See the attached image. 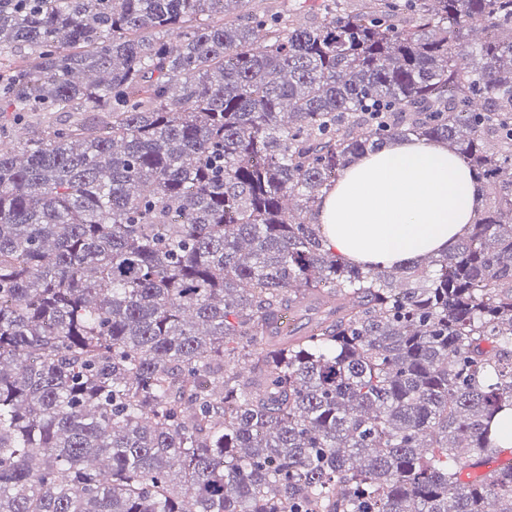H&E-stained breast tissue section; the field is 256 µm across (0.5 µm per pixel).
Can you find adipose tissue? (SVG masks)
<instances>
[{"instance_id": "adipose-tissue-1", "label": "adipose tissue", "mask_w": 512, "mask_h": 512, "mask_svg": "<svg viewBox=\"0 0 512 512\" xmlns=\"http://www.w3.org/2000/svg\"><path fill=\"white\" fill-rule=\"evenodd\" d=\"M479 202L468 165L447 146L396 140L348 167L323 196L316 221L346 260L390 267L448 252Z\"/></svg>"}]
</instances>
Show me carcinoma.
<instances>
[{
	"mask_svg": "<svg viewBox=\"0 0 512 512\" xmlns=\"http://www.w3.org/2000/svg\"><path fill=\"white\" fill-rule=\"evenodd\" d=\"M245 2L0 0V143L82 113L0 146V512H512L462 478L512 454V0ZM410 137L474 221L342 259L308 215Z\"/></svg>",
	"mask_w": 512,
	"mask_h": 512,
	"instance_id": "carcinoma-1",
	"label": "carcinoma"
}]
</instances>
